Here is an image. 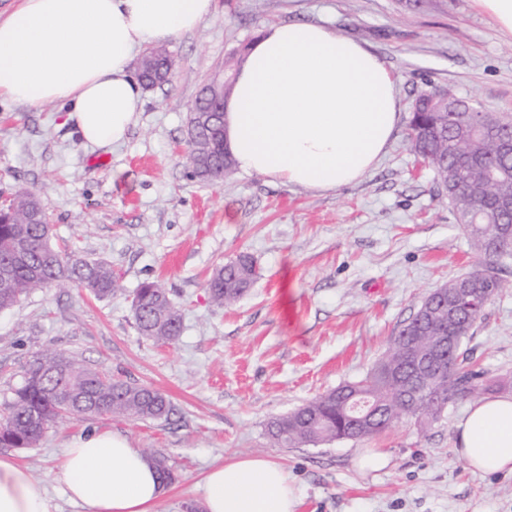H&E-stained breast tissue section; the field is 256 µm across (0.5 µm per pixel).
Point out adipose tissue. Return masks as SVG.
I'll return each instance as SVG.
<instances>
[{"label":"adipose tissue","mask_w":512,"mask_h":512,"mask_svg":"<svg viewBox=\"0 0 512 512\" xmlns=\"http://www.w3.org/2000/svg\"><path fill=\"white\" fill-rule=\"evenodd\" d=\"M215 0H20L0 19V99L52 104L93 149L123 142L141 86L137 50L195 30ZM400 120L392 72L363 43L316 23H275L250 45L224 107V143L238 170L328 192L385 155ZM474 471L512 472V396L474 402L456 425ZM84 512H155L164 486L119 433L74 438L56 474ZM204 512H296L284 468L263 455L202 477ZM0 512H55L47 485L0 457Z\"/></svg>","instance_id":"1"}]
</instances>
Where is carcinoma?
<instances>
[{
	"label": "carcinoma",
	"mask_w": 512,
	"mask_h": 512,
	"mask_svg": "<svg viewBox=\"0 0 512 512\" xmlns=\"http://www.w3.org/2000/svg\"><path fill=\"white\" fill-rule=\"evenodd\" d=\"M245 49L224 61V96L230 97L232 74L243 62ZM173 61L163 48L149 50L141 61L139 80L152 87L168 78ZM460 102L481 113L483 126L465 132L448 112V103ZM222 112L206 113L195 141L187 143L185 166L202 165L210 181L234 172L231 154L224 151ZM408 140L411 150L432 171L438 192L453 183L457 193L446 197L457 219L475 212L473 224L463 225L478 256L474 270L439 286L415 314L401 324L376 365L361 379L345 382L319 394L294 410L273 418L269 436L284 448H303L336 439L368 440L403 421L433 423L457 401L477 398L488 389L487 372L474 368L462 352L483 312L452 311L461 284L468 285L486 302L505 288L501 259L512 256V213L497 209L504 196L512 197V115H490L459 97L450 87L417 95L411 105ZM477 187L472 197L468 191ZM253 261L240 255L217 267L207 282L211 301L224 307L251 287ZM71 284L98 300L121 290L112 268L101 260L75 255L65 257L52 243L51 225L38 197L25 188L15 191L9 205L0 209V311L9 310L37 290ZM134 319L138 334L148 340L172 344L182 333V314L166 288L144 281L135 292ZM440 336H456L446 351V362L420 368L415 357L431 351ZM374 409V417L353 424L356 409ZM7 413L0 422L1 448H33L49 426L59 419L110 414L140 421L166 420L172 411L161 392L83 364L56 349L36 353L25 367L21 382L6 400ZM161 482L167 486L176 473L169 459L150 455Z\"/></svg>",
	"instance_id": "1"
}]
</instances>
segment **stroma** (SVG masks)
Returning <instances> with one entry per match:
<instances>
[{
  "mask_svg": "<svg viewBox=\"0 0 512 512\" xmlns=\"http://www.w3.org/2000/svg\"><path fill=\"white\" fill-rule=\"evenodd\" d=\"M292 21L361 41L392 71L401 113L386 156L359 182L327 193L258 174L190 177L182 155L202 82L266 26ZM166 46L176 61L168 82L144 90L128 137L108 149L85 148L54 105L0 100V202L29 189L55 246L104 259L121 283L104 300L54 288L0 311V401L35 353L56 348L159 390L173 414L66 419L37 447L0 448V457L45 481L57 512H83L56 473L65 445L93 432L127 435L170 459L177 478L156 512L199 503L204 471L257 454L287 471L297 512H512V473L472 472L454 451L466 399L427 428L406 421L367 441L279 448L266 434L270 419L364 375L429 292L476 266L431 171L409 148L407 125L415 96L435 87L512 113V37L474 0H427L412 12L400 0H215L198 29ZM243 253L256 265L252 287L215 307L209 276ZM502 277L509 289L487 306L466 347L474 366L503 378L498 395L512 396V260ZM146 280L182 310L174 344L134 327L132 299ZM366 447L382 449L388 466L360 472L354 459Z\"/></svg>",
  "mask_w": 512,
  "mask_h": 512,
  "instance_id": "35a3bbf8",
  "label": "stroma"
}]
</instances>
